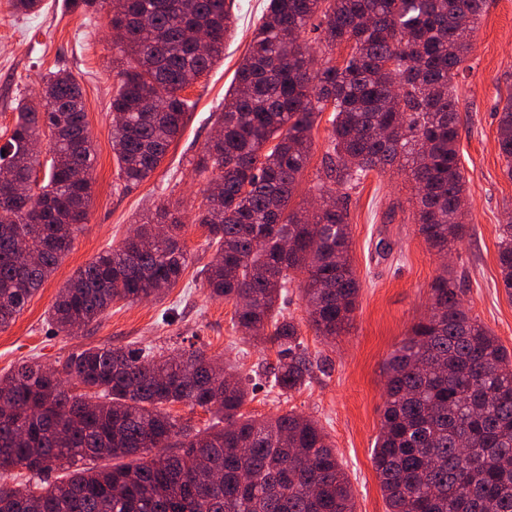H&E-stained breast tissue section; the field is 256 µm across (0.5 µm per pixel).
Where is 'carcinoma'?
Listing matches in <instances>:
<instances>
[{
  "instance_id": "1",
  "label": "carcinoma",
  "mask_w": 512,
  "mask_h": 512,
  "mask_svg": "<svg viewBox=\"0 0 512 512\" xmlns=\"http://www.w3.org/2000/svg\"><path fill=\"white\" fill-rule=\"evenodd\" d=\"M107 6L127 66L112 92L118 176L138 183L181 134L180 92L224 55L234 0H71ZM484 0H269L225 94L219 131L195 163L211 172L198 223L214 255L203 285L235 304L234 327L275 350L270 385L304 387L313 363L300 324L284 313L297 284L305 323L335 337L360 290L350 257L345 189L395 163L414 182L418 233L444 251L462 239L467 191L457 151L454 80L473 48ZM323 37L311 45L307 27ZM205 30L197 52L191 32ZM347 45L339 66L308 71L314 53ZM331 112L326 179L332 208H290L319 116ZM498 115L511 162L512 97ZM54 136L45 159L30 146ZM95 149L82 91L55 71L38 105H18L0 151V330L56 270L85 223ZM44 176H39V172ZM30 195L12 194L16 182ZM181 219L167 206L134 238L79 268L49 319L58 332L98 319L116 300L157 298L188 266ZM498 261L512 297V224ZM430 313L384 364L386 398L373 464L387 512H512V353L460 298L451 270L431 285ZM250 380L200 350L155 353L96 346L54 366L22 361L0 377V512H354L349 480L317 421L293 411L241 413ZM212 413L195 428L169 412ZM157 453H152V450ZM67 471L54 482L42 476Z\"/></svg>"
}]
</instances>
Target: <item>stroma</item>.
Returning a JSON list of instances; mask_svg holds the SVG:
<instances>
[{
  "label": "stroma",
  "mask_w": 512,
  "mask_h": 512,
  "mask_svg": "<svg viewBox=\"0 0 512 512\" xmlns=\"http://www.w3.org/2000/svg\"><path fill=\"white\" fill-rule=\"evenodd\" d=\"M267 0H235L234 30L224 56L182 92L192 108L181 137L150 178L125 186L112 150V91L126 59L114 44L108 9L83 11L69 0H42L39 11L15 13L0 0V136L9 135L18 103H36L43 75L59 69L78 81L96 160L88 219L74 247L24 310L0 330V376L35 356L45 364L69 353L107 344L150 346L171 353L198 349L234 364L255 390L242 412L256 418L287 411L319 422L349 479L354 512H386L372 453L380 432L384 362L429 312L431 285L449 267L461 298L512 352V298L501 286L499 230L512 221V178L498 147L497 112L512 95V0H485L474 49L456 80L460 114L458 150L467 181L464 238L445 253L432 249L413 220L414 184L393 167L371 172L344 200L351 228V259L360 281L356 308L339 336L323 340L303 329L314 363L311 382L282 395L268 389L266 368L273 350L246 342L232 327L233 302L208 297L202 270L211 261L206 227L195 217L209 174L194 160L214 135L224 94L266 11ZM329 114L314 129L315 146L292 198L295 209L314 210V187L323 176L329 145ZM179 209L181 241L190 263L174 288L150 301H119L100 318L67 335L55 332L49 311L72 274L101 252L118 248L141 218L161 204Z\"/></svg>",
  "instance_id": "stroma-1"
}]
</instances>
